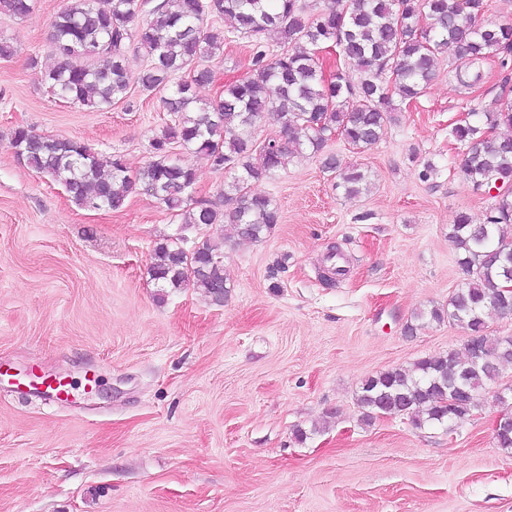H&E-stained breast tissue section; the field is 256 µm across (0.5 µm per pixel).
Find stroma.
Returning <instances> with one entry per match:
<instances>
[{
  "mask_svg": "<svg viewBox=\"0 0 512 512\" xmlns=\"http://www.w3.org/2000/svg\"><path fill=\"white\" fill-rule=\"evenodd\" d=\"M67 3L0 14L15 49L0 58V366L72 386L61 403L0 385V512H512L492 397L451 433L406 414L367 423L356 402L370 376L465 348L463 325L413 316L465 281L448 237L459 214L482 222L496 204L464 178L451 130L512 101V54L470 65L448 50L378 144L328 141L324 154L368 171L367 192L346 195L324 155H297L253 186L278 224L258 242L227 240L181 228L138 187L121 210L81 208L10 148L22 126L120 156L133 175L171 120L133 47L130 104L98 112L51 95L40 75L58 61L49 35ZM206 66L197 94L211 99L248 72L249 40L225 32ZM180 160L198 174L196 198L223 208L231 171ZM178 236L217 245L223 305L150 279L155 244ZM334 248L346 272L329 284Z\"/></svg>",
  "mask_w": 512,
  "mask_h": 512,
  "instance_id": "1",
  "label": "stroma"
}]
</instances>
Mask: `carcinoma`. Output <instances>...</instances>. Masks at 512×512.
<instances>
[{
  "label": "carcinoma",
  "mask_w": 512,
  "mask_h": 512,
  "mask_svg": "<svg viewBox=\"0 0 512 512\" xmlns=\"http://www.w3.org/2000/svg\"><path fill=\"white\" fill-rule=\"evenodd\" d=\"M35 0H0V12L21 18ZM484 0H339V7L312 11L304 0H68L52 23L50 44L62 57L42 73L50 92L91 110L104 111L126 98L127 50L146 59L140 83L162 91L173 116L152 142L153 159L136 179L116 156L104 161L84 143L16 128L9 145L38 172L62 184L73 201L90 210L121 209L139 185L160 200L184 227L220 224L228 238L259 240L279 221L273 200L252 190L272 178L288 158L320 153L332 134L355 148L381 140L394 113L423 93L448 46L471 63L512 51V23L483 19ZM230 18L232 29L253 42L252 69L224 86L219 99L204 101L196 86L209 78L203 62L224 47V32L207 17ZM277 53H269V44ZM334 45L339 63L327 80L317 51ZM484 123L451 130L462 143L461 171L476 189L512 179V102L483 113ZM271 120L279 135L263 145L255 129ZM182 148L205 156L215 170L231 169L221 212L194 199L197 173L175 158ZM325 167L337 186L356 196L370 185L367 171L329 156ZM512 184L500 194L493 215L477 224L458 217L449 238L467 275L448 307L414 315L461 323L483 339L486 361L453 351L423 358L367 378L357 401L364 418L408 414L412 422L448 430L472 412V396L496 382L500 366L512 363V345L485 333L484 315L512 314L502 288L512 275ZM148 274L161 289L194 288L214 305L230 293L224 264L209 240L184 248V238L153 249ZM471 394L448 404V390Z\"/></svg>",
  "instance_id": "obj_1"
}]
</instances>
